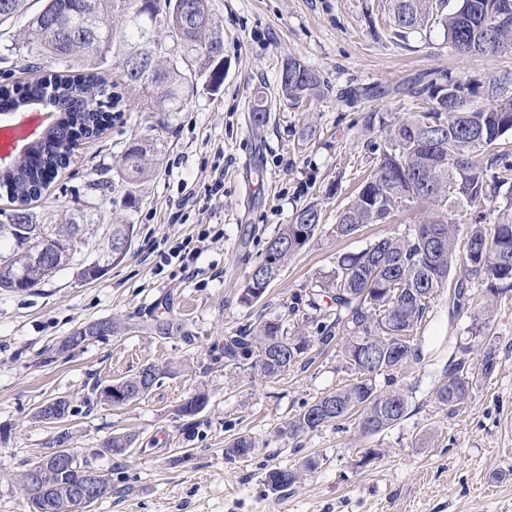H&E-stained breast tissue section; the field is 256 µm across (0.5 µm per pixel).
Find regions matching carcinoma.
Returning a JSON list of instances; mask_svg holds the SVG:
<instances>
[{
	"mask_svg": "<svg viewBox=\"0 0 512 512\" xmlns=\"http://www.w3.org/2000/svg\"><path fill=\"white\" fill-rule=\"evenodd\" d=\"M27 0H0V25L26 12ZM143 0H43L42 9L28 22L29 48L21 55L24 65L41 69L45 64L62 67L27 84L24 101L52 103L60 107V126L48 132L50 142L38 157L17 163L6 175L4 185L14 208L3 211V224H31L30 204L49 188L46 173L66 168L81 139L100 135L111 125L108 106L121 111L123 96L119 85L145 90L147 108L179 112L186 103V90L194 87L196 74L210 70V86L219 87L223 42L213 35L209 0H148L152 10L141 9ZM395 35L421 30L434 20L437 0H392ZM512 0H460L459 8L439 22L448 43L462 57L502 56L512 53V36L485 35L506 11ZM125 17L117 29L109 22L114 14ZM166 32V38L159 36ZM120 66V81L108 82L105 74ZM323 88L319 73L288 59V75L279 78L283 99L298 104L317 96ZM427 96V107L390 122H381L383 143L375 146L376 161L367 170L354 198L342 209L333 232L338 237L356 234L366 224H389L395 213L414 203L432 204L426 218L415 225L412 236L385 237L363 251L341 259L319 288L329 305L322 308L314 297L297 296L289 312L305 305L324 310L320 341L328 344L339 329L347 331L345 355L359 374L344 388L329 392L286 423L291 438L313 432L325 425L350 418L361 411V429L378 434L406 416L408 401L397 391L380 393L375 385L378 372L399 368L419 358L420 347L412 332L429 310L437 292L445 287L452 268L463 274L453 283L454 305L461 311L470 300L475 283L485 284L493 295L512 290V197L508 214L494 224L484 213L470 215L464 243H459L458 225L449 217L453 210L484 205L509 180L512 161L504 152L487 162L476 160L478 152L512 134V81L448 78L446 83L430 81L411 90V96ZM268 119L266 101L251 105L253 126ZM147 146L128 145L121 154L113 176L129 187L127 203L135 202L133 187L150 173ZM321 213L314 205L296 211L292 222L282 224L267 241L262 259L244 282L241 302L260 300L280 276L284 263L299 253L317 234ZM13 256L14 266H0V290L33 291L46 277L28 265L25 244L18 236L0 234V257ZM309 344L303 337L284 335L276 319L253 333L244 324L224 337V365L248 366L261 375L277 377L302 361ZM496 367L494 350L484 352L479 365L471 367L452 360L445 381L436 391L437 400L448 407L464 402L475 380L486 378ZM208 404L199 392L181 404L178 412L192 419ZM136 438L117 433L102 443L112 455L126 457ZM255 451L245 436L228 441L224 455L239 459ZM91 463L73 458L71 469L49 470L46 500L29 503V512H70L77 476ZM290 469L275 468L266 473L265 483L282 490L295 482Z\"/></svg>",
	"mask_w": 512,
	"mask_h": 512,
	"instance_id": "obj_1",
	"label": "carcinoma"
}]
</instances>
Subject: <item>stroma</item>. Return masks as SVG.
I'll use <instances>...</instances> for the list:
<instances>
[{"label": "stroma", "instance_id": "1", "mask_svg": "<svg viewBox=\"0 0 512 512\" xmlns=\"http://www.w3.org/2000/svg\"><path fill=\"white\" fill-rule=\"evenodd\" d=\"M210 8L224 44L219 89L201 73L179 112L143 111L142 94L123 89L121 118L80 143L71 166L31 205L43 224L69 214L93 220L98 241L116 224L133 225L134 236L125 258L101 278L79 277L91 261L85 254L35 291H0V512H29L18 476L62 445L112 474V495L90 512H512V291L495 299L475 285L456 317L450 288L438 292L416 330L420 360L375 378L378 390L408 400L393 427L366 436L353 417L295 439L283 432L288 419L356 378L340 341L319 344L315 311L290 314L292 296L315 292L342 256L381 237L410 235L427 209L416 204L392 223L370 224L350 237L333 233L339 209L383 141L380 130L364 128L363 114L391 121L414 111L416 100L403 88L421 73L496 77L512 73V56H458L438 23L395 36L390 0H210ZM25 41L21 23L0 36V85L30 81L15 66ZM289 58L325 82L320 96L298 107L279 93ZM259 95L270 117L257 128L250 108ZM136 139L150 147L151 175L128 205L123 190L94 184ZM218 160L223 196L206 213L189 208L171 221L170 199L184 189L204 195ZM311 203L321 211L314 239L259 302L241 303L266 239ZM202 222L224 236L198 258L201 275L155 273L151 245L196 234ZM106 318L119 324L118 334L59 352L75 329ZM273 319L289 335L307 337L310 365L274 379L225 366V336ZM489 349L497 358L493 374L474 383L464 403L440 404L436 389L449 357L474 364ZM147 365L161 378L135 402L114 407L93 390ZM200 391L209 402L191 429L177 408ZM61 396L76 409L70 421L34 420L38 406ZM125 431L150 452L125 459L99 454L104 439ZM240 435L255 441V452L227 459L226 443ZM309 457L318 459L316 470L303 469ZM274 468L295 470L298 478L270 490L262 478Z\"/></svg>", "mask_w": 512, "mask_h": 512}]
</instances>
